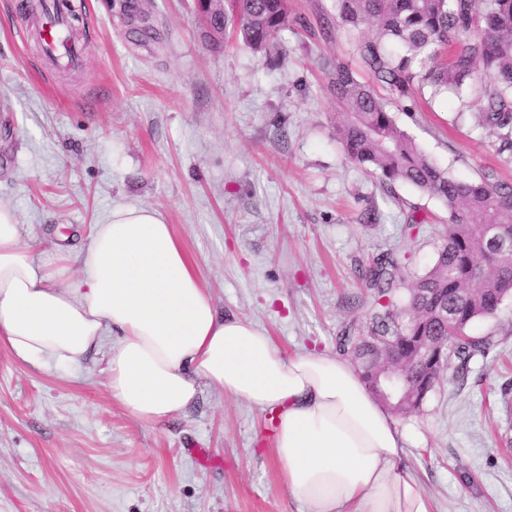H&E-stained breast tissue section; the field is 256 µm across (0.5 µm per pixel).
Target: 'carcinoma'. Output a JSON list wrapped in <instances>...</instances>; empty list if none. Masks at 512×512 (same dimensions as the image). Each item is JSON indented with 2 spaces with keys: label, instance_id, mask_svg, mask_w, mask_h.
Here are the masks:
<instances>
[{
  "label": "carcinoma",
  "instance_id": "1",
  "mask_svg": "<svg viewBox=\"0 0 512 512\" xmlns=\"http://www.w3.org/2000/svg\"><path fill=\"white\" fill-rule=\"evenodd\" d=\"M333 9L337 23L375 30L358 45L374 82L358 79L341 60L327 65L345 154L382 184L411 185L448 210L447 238L408 286L405 306L393 301L404 284L399 262L382 254L364 273L375 303L366 334L346 330L336 337L337 351L357 364L370 390L405 415L421 407L445 369L452 366L454 377L463 378L472 358L493 346L465 328L495 316L512 294V253L495 249L486 235L497 227L512 239V182L492 171L467 181L448 175L396 122L376 87L403 96L417 81L436 93H457L481 81L490 90L481 98L478 124L503 131V148L512 150V0H333ZM291 26L303 27L305 19L290 15L288 0L224 3V28L257 56L278 46L280 32ZM428 338L445 345L434 362L421 357ZM383 352L405 367L406 394L392 398L378 383Z\"/></svg>",
  "mask_w": 512,
  "mask_h": 512
}]
</instances>
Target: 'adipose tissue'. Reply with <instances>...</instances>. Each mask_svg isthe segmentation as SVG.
Returning <instances> with one entry per match:
<instances>
[{"mask_svg":"<svg viewBox=\"0 0 512 512\" xmlns=\"http://www.w3.org/2000/svg\"><path fill=\"white\" fill-rule=\"evenodd\" d=\"M0 344L69 370L106 347L110 397L147 424L205 385L276 411L273 450L301 512H434L403 464L405 434L359 372L323 352L282 356L250 321L219 317L154 209L120 207L95 225L73 282L65 264L35 262L0 204Z\"/></svg>","mask_w":512,"mask_h":512,"instance_id":"obj_1","label":"adipose tissue"}]
</instances>
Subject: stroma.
<instances>
[{
  "mask_svg": "<svg viewBox=\"0 0 512 512\" xmlns=\"http://www.w3.org/2000/svg\"><path fill=\"white\" fill-rule=\"evenodd\" d=\"M80 64L40 51L26 0H0V202L36 262L79 252L118 207L170 224L219 313L265 330L285 356L335 354L373 298L362 273L392 253L414 280L448 211L386 189L345 156L325 61L353 64L373 34L333 23L331 0H289L303 28L270 58L212 33L196 0H65ZM483 85L391 95L422 151L458 179L512 181V152L479 126ZM467 335L492 337L462 381L397 416L406 463L437 512H512V296ZM106 352L62 375L0 346V512H299L271 450L272 414L203 388L148 425L112 401Z\"/></svg>",
  "mask_w": 512,
  "mask_h": 512,
  "instance_id": "1",
  "label": "stroma"
}]
</instances>
